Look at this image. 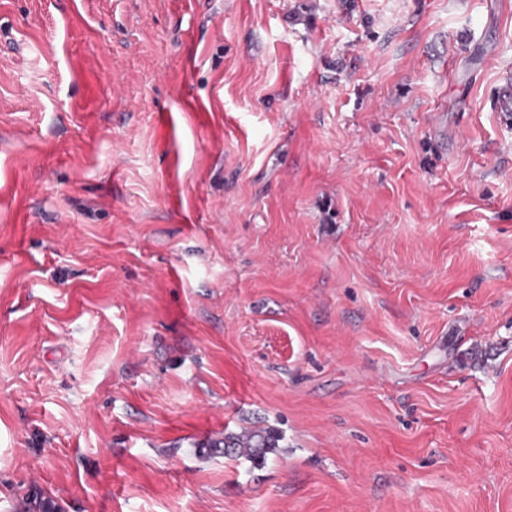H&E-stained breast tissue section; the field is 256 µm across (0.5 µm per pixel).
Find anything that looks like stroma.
Masks as SVG:
<instances>
[{"instance_id":"stroma-1","label":"stroma","mask_w":512,"mask_h":512,"mask_svg":"<svg viewBox=\"0 0 512 512\" xmlns=\"http://www.w3.org/2000/svg\"><path fill=\"white\" fill-rule=\"evenodd\" d=\"M509 90L512 0H0V512H512ZM271 441L269 437L260 435L259 439L252 447L237 448L235 436L230 435L225 438L224 455H246L254 459H261L265 457L266 453L273 450Z\"/></svg>"}]
</instances>
